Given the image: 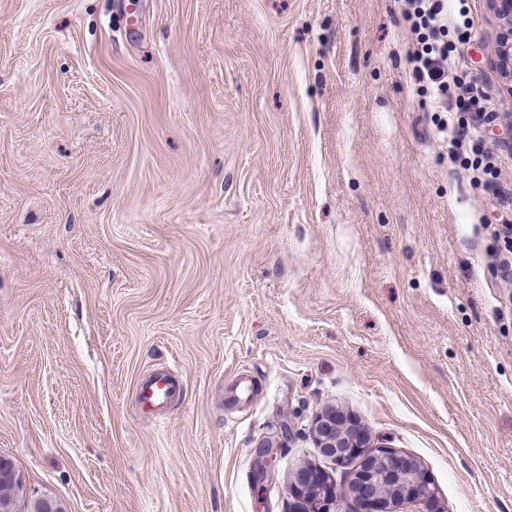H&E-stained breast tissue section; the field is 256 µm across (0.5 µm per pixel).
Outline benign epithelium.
Returning <instances> with one entry per match:
<instances>
[{
  "label": "benign epithelium",
  "mask_w": 512,
  "mask_h": 512,
  "mask_svg": "<svg viewBox=\"0 0 512 512\" xmlns=\"http://www.w3.org/2000/svg\"><path fill=\"white\" fill-rule=\"evenodd\" d=\"M491 7L502 29L495 53L512 62V0H491ZM288 433L283 426L260 445L255 466L259 485L270 481L273 448L288 440ZM314 438L316 447L335 461L344 463L353 455L364 459L348 489L337 487L331 476L322 471L295 473L293 492L297 501L305 504L299 512H340L350 495L355 499L354 512H404L403 506L408 502L428 507L435 500V488L415 459L391 448L364 455L367 439L354 421L334 412L324 413L315 422Z\"/></svg>",
  "instance_id": "7a95c632"
}]
</instances>
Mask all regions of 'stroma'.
<instances>
[{"label": "stroma", "instance_id": "1", "mask_svg": "<svg viewBox=\"0 0 512 512\" xmlns=\"http://www.w3.org/2000/svg\"><path fill=\"white\" fill-rule=\"evenodd\" d=\"M466 8L452 73L497 116L499 196L449 162L397 0H0V455L28 487L291 512L297 470L359 466L314 444L334 407L438 512H512V77ZM158 369L179 393L150 416ZM169 374L155 372L149 375L139 386L137 400L139 405L149 411L158 412L167 403L172 387L169 382ZM286 428V425H283V427L280 428L279 433L264 440L263 444H261L258 449V461L255 466V478L256 482L261 486L265 487L271 479L273 448H276L279 443H283L284 441L288 440L289 430Z\"/></svg>", "mask_w": 512, "mask_h": 512}]
</instances>
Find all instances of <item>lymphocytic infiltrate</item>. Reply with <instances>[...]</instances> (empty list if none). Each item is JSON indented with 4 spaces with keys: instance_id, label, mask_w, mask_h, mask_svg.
<instances>
[{
    "instance_id": "f902f5d3",
    "label": "lymphocytic infiltrate",
    "mask_w": 512,
    "mask_h": 512,
    "mask_svg": "<svg viewBox=\"0 0 512 512\" xmlns=\"http://www.w3.org/2000/svg\"><path fill=\"white\" fill-rule=\"evenodd\" d=\"M403 17L416 36V48L409 55L410 77L424 97V109L443 113L438 128L448 142L449 158H456L463 142L473 152L484 150L479 129L486 100L477 90L450 84L448 70L472 36V22L466 10L451 13L449 0H406Z\"/></svg>"
}]
</instances>
